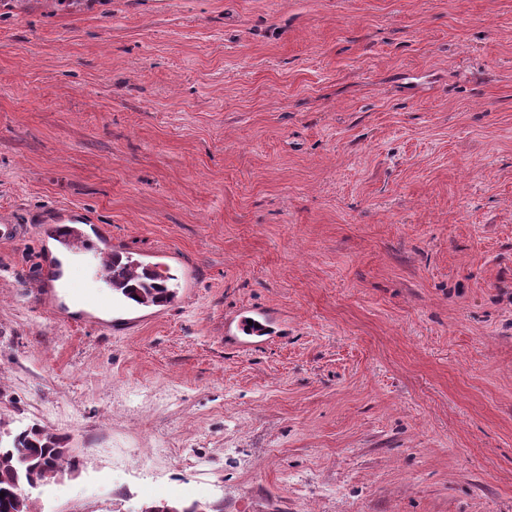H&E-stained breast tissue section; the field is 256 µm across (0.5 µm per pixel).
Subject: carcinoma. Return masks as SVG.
Listing matches in <instances>:
<instances>
[{"mask_svg": "<svg viewBox=\"0 0 512 512\" xmlns=\"http://www.w3.org/2000/svg\"><path fill=\"white\" fill-rule=\"evenodd\" d=\"M130 270L112 275V292L139 306L168 303L176 292L169 287L166 275L160 284L138 262L128 260ZM77 469L66 440L38 427H27L15 433L7 445L0 444V512H34L30 490L58 480Z\"/></svg>", "mask_w": 512, "mask_h": 512, "instance_id": "obj_1", "label": "carcinoma"}]
</instances>
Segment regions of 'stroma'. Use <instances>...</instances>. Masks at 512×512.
<instances>
[{
	"label": "stroma",
	"instance_id": "stroma-1",
	"mask_svg": "<svg viewBox=\"0 0 512 512\" xmlns=\"http://www.w3.org/2000/svg\"><path fill=\"white\" fill-rule=\"evenodd\" d=\"M64 205L177 298L32 306ZM1 220L39 512H512V0L1 8Z\"/></svg>",
	"mask_w": 512,
	"mask_h": 512
}]
</instances>
